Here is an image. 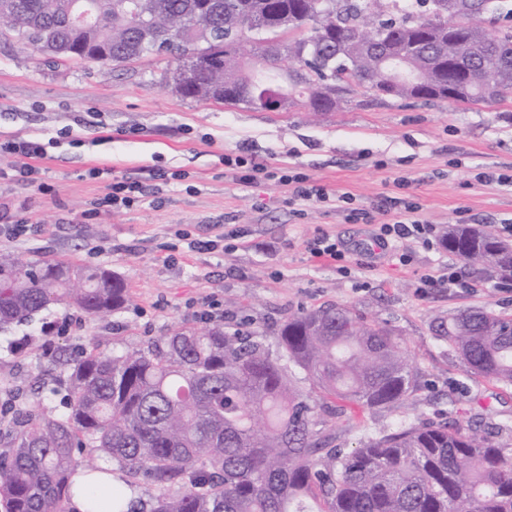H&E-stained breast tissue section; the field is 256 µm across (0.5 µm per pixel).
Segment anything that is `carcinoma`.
I'll return each instance as SVG.
<instances>
[{
	"mask_svg": "<svg viewBox=\"0 0 512 512\" xmlns=\"http://www.w3.org/2000/svg\"><path fill=\"white\" fill-rule=\"evenodd\" d=\"M91 24L64 23L67 0H0L18 36L53 60L105 47L100 65L164 51L184 98L258 108L272 90L315 114L347 96L480 104L512 95V0H97ZM253 33L261 67L240 58ZM409 56L416 84H390L384 50ZM448 251L512 282V241L452 226ZM130 301L106 269L0 256V331L51 304L105 319ZM465 370L512 385V315L464 310L436 326ZM273 353L251 334L184 328L145 348L78 357L65 411L22 409L0 430L5 512H69L74 453L112 459L124 484L87 494L86 512H125L143 476L150 512H512V448L419 420L345 450L328 418L407 401L416 380L393 334L328 304L286 318ZM320 389L319 407L299 382Z\"/></svg>",
	"mask_w": 512,
	"mask_h": 512,
	"instance_id": "1",
	"label": "carcinoma"
}]
</instances>
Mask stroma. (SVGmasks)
<instances>
[{"mask_svg":"<svg viewBox=\"0 0 512 512\" xmlns=\"http://www.w3.org/2000/svg\"><path fill=\"white\" fill-rule=\"evenodd\" d=\"M171 67L157 55L119 69L48 63L14 32H0V139L50 144L40 163L42 188L0 181V213L33 226L0 238V254L104 268L131 296L104 320L52 305L29 324L0 332V416L16 407L63 410L68 370L55 363L57 348L121 353L182 328L215 325L248 329L272 346L285 318L332 303L391 330L417 372L416 390L403 404L336 418L342 447L417 418L512 446V386L466 372L432 330L465 309L512 314V284L471 273L444 240L459 222L512 238V184L478 180L483 172L512 175V98L472 106L355 100L320 116L301 107L265 112L182 98ZM65 127L71 135L59 138ZM244 149L268 176L241 184L225 173V155ZM94 167L116 178L146 181L154 169L171 178L158 181L154 204L100 208L108 180L91 178ZM283 167L349 194L369 221L295 198L273 177ZM400 176L412 182L407 194L417 219L434 227L431 246L398 241L412 256L406 266L375 250L372 239L377 225L394 217L383 201L399 195ZM231 230L239 238L233 248L221 247ZM323 232L348 243L347 272L309 253L308 242ZM199 240L218 246L194 249ZM452 272L462 287L444 285ZM426 274L438 278L437 287H421ZM24 335L35 337V346L13 349Z\"/></svg>","mask_w":512,"mask_h":512,"instance_id":"stroma-1","label":"stroma"}]
</instances>
